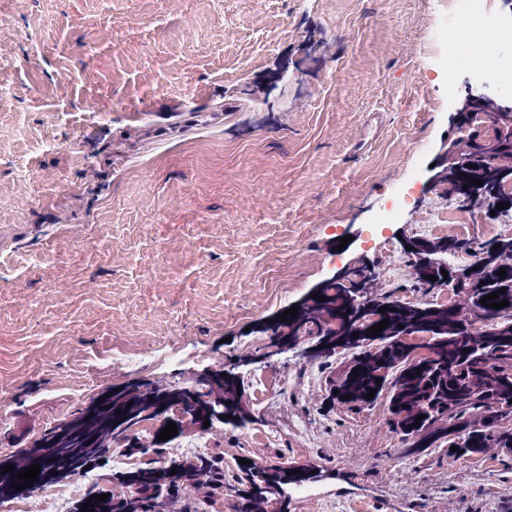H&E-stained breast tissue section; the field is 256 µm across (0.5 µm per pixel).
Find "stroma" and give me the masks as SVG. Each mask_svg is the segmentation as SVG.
Instances as JSON below:
<instances>
[{
    "instance_id": "stroma-1",
    "label": "stroma",
    "mask_w": 512,
    "mask_h": 512,
    "mask_svg": "<svg viewBox=\"0 0 512 512\" xmlns=\"http://www.w3.org/2000/svg\"><path fill=\"white\" fill-rule=\"evenodd\" d=\"M487 4L481 66L450 59L448 0H0V457L112 387L248 350L266 390L212 442L235 470L316 472L288 512H512V456H405L384 401L319 403L343 355H267L272 319L354 263L444 303L400 246L426 203L450 235H500L427 183L457 102L512 62V12ZM117 347L140 365L105 368Z\"/></svg>"
}]
</instances>
